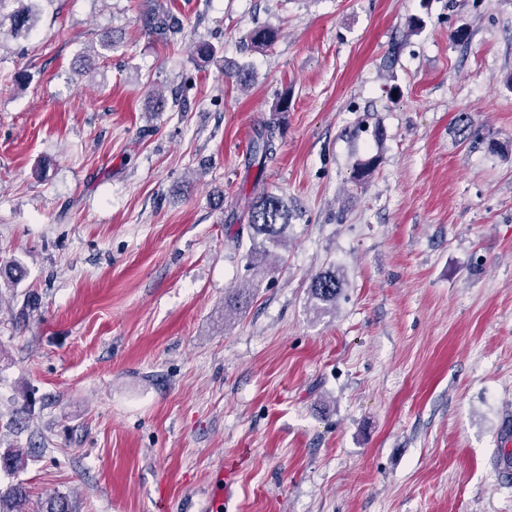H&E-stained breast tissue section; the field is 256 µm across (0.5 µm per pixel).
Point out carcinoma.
<instances>
[{
	"label": "carcinoma",
	"mask_w": 512,
	"mask_h": 512,
	"mask_svg": "<svg viewBox=\"0 0 512 512\" xmlns=\"http://www.w3.org/2000/svg\"><path fill=\"white\" fill-rule=\"evenodd\" d=\"M10 32L18 37L29 34L37 25L38 16L30 8H23L8 16ZM145 24L153 34L168 39L180 28L179 19L160 9L150 10L145 16ZM279 31L271 26H257L248 35L247 43L254 48L268 47L276 42ZM455 129L463 139L477 140L480 131L466 112L455 117ZM279 128L270 122H263L253 130L252 146L248 164L258 171H264L277 154L276 140ZM294 213L285 197L269 191L261 183L254 181L252 198L248 207L247 233L252 241L278 244L287 238L288 228ZM343 288V278L336 268L321 269L310 278L309 296L315 309L325 311L336 305ZM24 465L23 455L16 451L0 454V469L8 474ZM0 512H30L29 495L25 487L16 484L5 493H0Z\"/></svg>",
	"instance_id": "carcinoma-1"
}]
</instances>
